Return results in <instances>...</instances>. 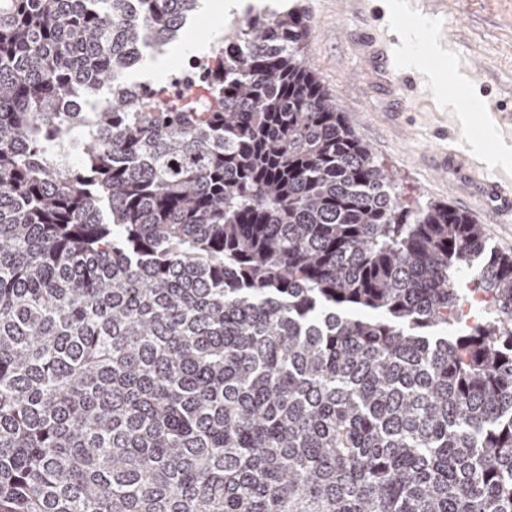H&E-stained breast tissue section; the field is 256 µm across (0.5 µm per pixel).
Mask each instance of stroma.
<instances>
[{"instance_id":"stroma-1","label":"stroma","mask_w":512,"mask_h":512,"mask_svg":"<svg viewBox=\"0 0 512 512\" xmlns=\"http://www.w3.org/2000/svg\"><path fill=\"white\" fill-rule=\"evenodd\" d=\"M305 10L312 28L304 65L331 94L357 137L407 200L445 202L480 224L491 247L512 254V223L477 190L483 174L442 167L448 137L464 146L487 136L492 110L512 115V0H265Z\"/></svg>"}]
</instances>
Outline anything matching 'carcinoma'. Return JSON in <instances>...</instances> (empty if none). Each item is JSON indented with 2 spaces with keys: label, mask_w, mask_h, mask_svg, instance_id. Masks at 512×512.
<instances>
[{
  "label": "carcinoma",
  "mask_w": 512,
  "mask_h": 512,
  "mask_svg": "<svg viewBox=\"0 0 512 512\" xmlns=\"http://www.w3.org/2000/svg\"><path fill=\"white\" fill-rule=\"evenodd\" d=\"M197 8L0 0V512H512V256L402 203L298 9L160 110Z\"/></svg>",
  "instance_id": "carcinoma-1"
}]
</instances>
